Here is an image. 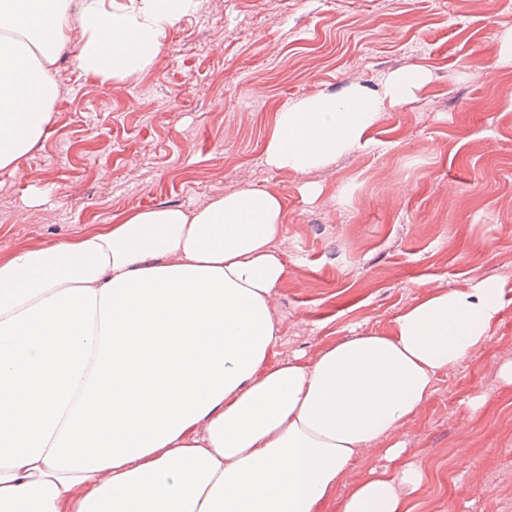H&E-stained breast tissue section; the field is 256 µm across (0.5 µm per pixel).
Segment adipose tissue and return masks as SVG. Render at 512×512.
Returning a JSON list of instances; mask_svg holds the SVG:
<instances>
[{
	"label": "adipose tissue",
	"mask_w": 512,
	"mask_h": 512,
	"mask_svg": "<svg viewBox=\"0 0 512 512\" xmlns=\"http://www.w3.org/2000/svg\"><path fill=\"white\" fill-rule=\"evenodd\" d=\"M196 0H0V169L45 137L51 67L128 80ZM427 81L304 98L266 162L307 172L361 146ZM285 212L249 185L192 211L133 209L0 254V512H321L351 462L385 446L340 512H408L425 481L399 434L439 372L482 350L504 304L479 281L423 295L392 335L274 360V243Z\"/></svg>",
	"instance_id": "adipose-tissue-1"
}]
</instances>
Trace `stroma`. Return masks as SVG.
Returning <instances> with one entry per match:
<instances>
[{"label": "stroma", "instance_id": "obj_1", "mask_svg": "<svg viewBox=\"0 0 512 512\" xmlns=\"http://www.w3.org/2000/svg\"><path fill=\"white\" fill-rule=\"evenodd\" d=\"M509 31L512 0H198L138 77L105 84L63 55L48 137L0 169V253L131 209L194 210L246 183L270 191L286 217L281 358L392 334L426 292L505 283L486 347L438 374L400 438L425 474L410 512H512V388L497 375L512 358ZM415 66L428 81L365 145L306 173L266 163L286 105L375 91Z\"/></svg>", "mask_w": 512, "mask_h": 512}]
</instances>
